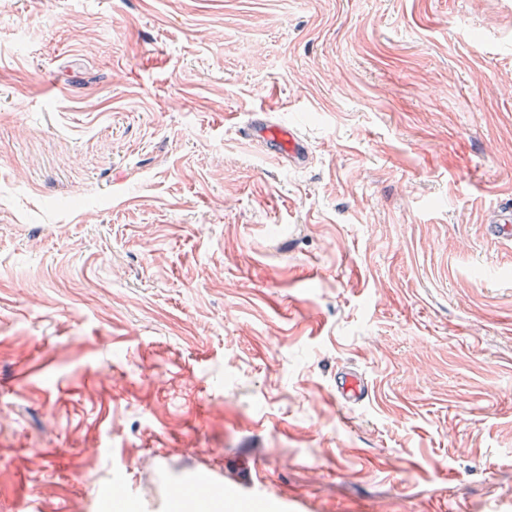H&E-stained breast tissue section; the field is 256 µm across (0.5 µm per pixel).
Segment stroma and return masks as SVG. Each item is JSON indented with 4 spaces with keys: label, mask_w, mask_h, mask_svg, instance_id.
I'll return each instance as SVG.
<instances>
[{
    "label": "stroma",
    "mask_w": 512,
    "mask_h": 512,
    "mask_svg": "<svg viewBox=\"0 0 512 512\" xmlns=\"http://www.w3.org/2000/svg\"><path fill=\"white\" fill-rule=\"evenodd\" d=\"M509 197L512 0H0V512H512ZM244 134L267 153L281 157L289 164L304 165L309 160V150L300 133L287 125L272 122L264 114L254 113ZM489 234L494 237L511 239L512 237V206L504 203L494 210L488 220ZM335 387L336 402L344 407L359 406L369 396L368 383L349 368L336 373Z\"/></svg>",
    "instance_id": "stroma-1"
}]
</instances>
